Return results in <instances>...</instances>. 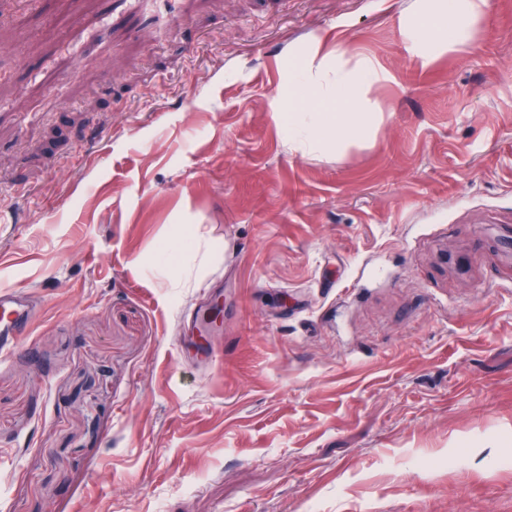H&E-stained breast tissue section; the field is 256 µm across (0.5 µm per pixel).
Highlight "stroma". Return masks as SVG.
<instances>
[{"label":"stroma","instance_id":"1","mask_svg":"<svg viewBox=\"0 0 512 512\" xmlns=\"http://www.w3.org/2000/svg\"><path fill=\"white\" fill-rule=\"evenodd\" d=\"M414 6L0 0V512H512V0ZM319 37L390 73L337 151L278 124ZM432 9L413 12L407 29L411 41L423 40L437 49H464L472 39V26L481 16L485 0H433ZM37 307L28 293L15 288L0 289V354L12 353L31 333Z\"/></svg>","mask_w":512,"mask_h":512}]
</instances>
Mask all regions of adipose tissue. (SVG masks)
<instances>
[{"label":"adipose tissue","mask_w":512,"mask_h":512,"mask_svg":"<svg viewBox=\"0 0 512 512\" xmlns=\"http://www.w3.org/2000/svg\"><path fill=\"white\" fill-rule=\"evenodd\" d=\"M432 9L414 10L407 33L437 49H463L470 45L472 26L481 16L486 0H434ZM305 75L288 90L289 111L282 127L289 141L303 140L320 148H341L354 138L371 135L374 114L365 105L363 91L387 80V72L370 59L356 67L336 70L334 87L320 82L315 59L301 64Z\"/></svg>","instance_id":"adipose-tissue-1"}]
</instances>
